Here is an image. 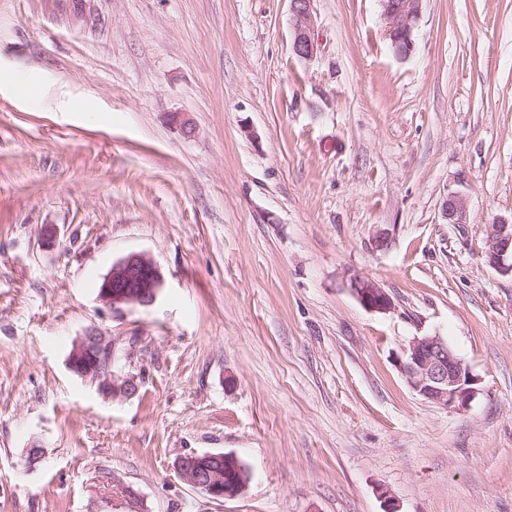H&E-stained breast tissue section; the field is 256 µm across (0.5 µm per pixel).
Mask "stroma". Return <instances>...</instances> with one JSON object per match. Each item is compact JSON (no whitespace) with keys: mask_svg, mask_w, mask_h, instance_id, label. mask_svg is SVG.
<instances>
[{"mask_svg":"<svg viewBox=\"0 0 512 512\" xmlns=\"http://www.w3.org/2000/svg\"><path fill=\"white\" fill-rule=\"evenodd\" d=\"M312 9L302 59L290 0H0V512H512V278L482 256L512 217V0H424L406 58L380 0ZM132 252L163 287L111 309ZM91 330L135 393L69 371ZM434 334L466 409L398 368ZM191 452L244 491L190 487ZM441 216L448 224H467V203L456 192H450L443 199ZM163 286L158 265L145 253H130L115 261L99 289L101 301L112 307L149 306ZM348 286L353 296L366 309L379 313L394 309L391 296L375 279L355 275L350 278ZM397 364L410 389L434 405L465 409L477 393L478 379L442 336L413 337ZM174 467L189 485L215 500L237 497L250 478L246 465L232 453H191L177 458Z\"/></svg>","mask_w":512,"mask_h":512,"instance_id":"1","label":"stroma"}]
</instances>
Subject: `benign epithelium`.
I'll return each instance as SVG.
<instances>
[{"label": "benign epithelium", "instance_id": "benign-epithelium-1", "mask_svg": "<svg viewBox=\"0 0 512 512\" xmlns=\"http://www.w3.org/2000/svg\"><path fill=\"white\" fill-rule=\"evenodd\" d=\"M313 0H291L293 49L302 59L316 52L312 39ZM423 0H381L386 35L393 52L408 57L414 47L413 33L421 15ZM441 216L449 224L467 223V203L456 192L443 199ZM485 261L502 275L512 276V222L498 221L487 232ZM163 286L158 265L145 253H130L115 261L99 289L101 301L114 308L149 306ZM349 290L366 309L387 313L394 309L389 293L378 281L355 275ZM397 364L410 389L434 405L461 410L477 393L478 379L439 335L415 336L397 357ZM69 368L112 396L130 395L137 385L130 378L119 379L112 370V343L97 331H90L75 343ZM179 475L200 493L215 500L240 495L250 478L246 465L232 453L183 455L174 463Z\"/></svg>", "mask_w": 512, "mask_h": 512}]
</instances>
